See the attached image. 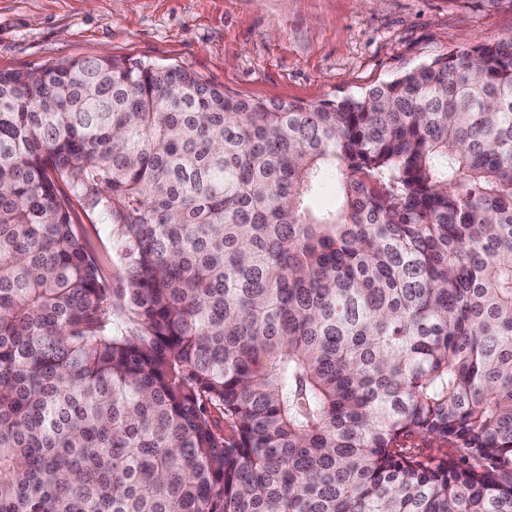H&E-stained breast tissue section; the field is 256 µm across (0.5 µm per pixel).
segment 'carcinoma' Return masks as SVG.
I'll return each mask as SVG.
<instances>
[{
  "label": "carcinoma",
  "instance_id": "obj_1",
  "mask_svg": "<svg viewBox=\"0 0 512 512\" xmlns=\"http://www.w3.org/2000/svg\"><path fill=\"white\" fill-rule=\"evenodd\" d=\"M0 512H512V37L315 104L0 71ZM75 211L83 233L101 259L102 277L110 287L119 286L123 270L112 251V238L109 236V227L107 224H104L105 221L102 215L78 203L75 205Z\"/></svg>",
  "mask_w": 512,
  "mask_h": 512
}]
</instances>
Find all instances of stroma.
Listing matches in <instances>:
<instances>
[{
	"instance_id": "1",
	"label": "stroma",
	"mask_w": 512,
	"mask_h": 512,
	"mask_svg": "<svg viewBox=\"0 0 512 512\" xmlns=\"http://www.w3.org/2000/svg\"><path fill=\"white\" fill-rule=\"evenodd\" d=\"M512 35L469 0H0V70L107 54L182 67L266 102L343 99ZM75 211L106 283L123 270L101 214Z\"/></svg>"
}]
</instances>
